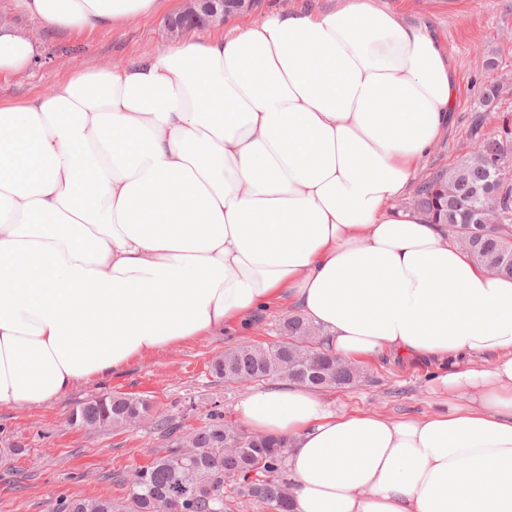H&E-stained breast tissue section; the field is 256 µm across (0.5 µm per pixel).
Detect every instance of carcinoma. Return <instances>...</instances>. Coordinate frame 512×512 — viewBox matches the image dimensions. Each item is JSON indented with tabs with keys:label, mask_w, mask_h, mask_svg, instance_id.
<instances>
[{
	"label": "carcinoma",
	"mask_w": 512,
	"mask_h": 512,
	"mask_svg": "<svg viewBox=\"0 0 512 512\" xmlns=\"http://www.w3.org/2000/svg\"><path fill=\"white\" fill-rule=\"evenodd\" d=\"M481 146L468 152L454 167L425 182L412 205L433 224H446L456 240L481 265H493L498 274L512 276V176L495 178L500 170H512V113L498 115L497 130L480 138ZM501 198L489 210L486 194ZM284 335L309 342L310 355L327 363L331 386L349 385V374L328 363L322 351L318 327L291 313L281 324ZM291 348L282 341L237 346L217 357L211 371L215 378L247 385L264 380H283L316 388L318 384L298 377H281L275 360L288 361ZM150 401L125 393L103 395L72 411L70 421L78 427L131 425L147 416ZM224 411L214 405L207 422L187 432L174 420H157L155 430L168 440L167 454L139 467L121 499L68 498L56 501L53 512H225L227 487L241 497L259 500L277 510L290 512L288 478L284 471L288 442L274 437L260 441L239 433L247 452L224 451Z\"/></svg>",
	"instance_id": "obj_1"
}]
</instances>
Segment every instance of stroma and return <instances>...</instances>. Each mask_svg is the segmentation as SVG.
<instances>
[{"label":"stroma","mask_w":512,"mask_h":512,"mask_svg":"<svg viewBox=\"0 0 512 512\" xmlns=\"http://www.w3.org/2000/svg\"><path fill=\"white\" fill-rule=\"evenodd\" d=\"M408 22L423 24L436 35L459 79L456 109L448 130L419 165L418 182L454 166L473 144L474 116L482 134L494 132L497 115L512 112V0H381ZM336 0H261L255 14H239L224 24L191 31V38L219 37L235 27L262 21L290 9L327 8ZM182 0H160L156 14L131 19L115 31L47 33L41 23L0 0V17L27 29L43 43L38 63L22 74H0V101L22 102L50 91L72 73L89 66H120L130 56L171 47L163 23L177 13ZM494 70H487V62ZM505 91L487 108L482 93L489 80ZM285 309L273 306L256 313L248 326L189 340L130 363L105 381L82 382L54 402L33 407H0V512H50L63 496L118 498L122 480L136 468L164 454L166 443L151 420L126 428L81 429L71 425L77 405L108 393L150 399L184 428L201 426L213 403L235 421L238 403L248 388L227 385L210 373L212 361L225 349L245 343L277 340L278 319ZM365 379L351 387L328 388L325 400L349 413H377L393 420L420 419L444 408L446 391L432 383L434 368L409 358L382 356L363 362Z\"/></svg>","instance_id":"stroma-1"}]
</instances>
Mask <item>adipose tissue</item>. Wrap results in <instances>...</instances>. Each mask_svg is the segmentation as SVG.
<instances>
[{
  "label": "adipose tissue",
  "mask_w": 512,
  "mask_h": 512,
  "mask_svg": "<svg viewBox=\"0 0 512 512\" xmlns=\"http://www.w3.org/2000/svg\"><path fill=\"white\" fill-rule=\"evenodd\" d=\"M15 4L94 32L159 0ZM39 56L0 21V74ZM458 92L425 26L336 0L0 102V407L290 305L334 356L427 360L449 395L421 420L246 396L249 435L289 441L295 512H512V278L400 204Z\"/></svg>",
  "instance_id": "ef3b65f1"
}]
</instances>
